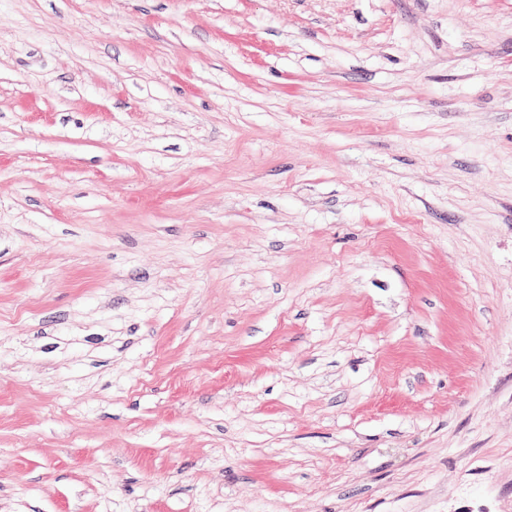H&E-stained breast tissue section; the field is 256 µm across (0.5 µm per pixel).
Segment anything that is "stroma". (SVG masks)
Returning <instances> with one entry per match:
<instances>
[{
    "instance_id": "35a3bbf8",
    "label": "stroma",
    "mask_w": 512,
    "mask_h": 512,
    "mask_svg": "<svg viewBox=\"0 0 512 512\" xmlns=\"http://www.w3.org/2000/svg\"><path fill=\"white\" fill-rule=\"evenodd\" d=\"M0 512H512V0H0Z\"/></svg>"
}]
</instances>
